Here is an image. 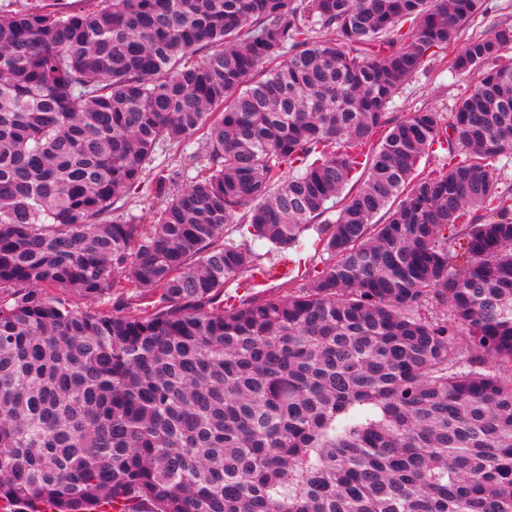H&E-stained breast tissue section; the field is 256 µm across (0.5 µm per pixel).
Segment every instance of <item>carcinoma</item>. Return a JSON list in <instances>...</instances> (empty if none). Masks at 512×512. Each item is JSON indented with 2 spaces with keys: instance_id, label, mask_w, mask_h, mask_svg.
Returning <instances> with one entry per match:
<instances>
[{
  "instance_id": "carcinoma-1",
  "label": "carcinoma",
  "mask_w": 512,
  "mask_h": 512,
  "mask_svg": "<svg viewBox=\"0 0 512 512\" xmlns=\"http://www.w3.org/2000/svg\"><path fill=\"white\" fill-rule=\"evenodd\" d=\"M488 14L0 4V512H512V22L454 47ZM445 60L448 121L391 118ZM196 137L185 186L150 166ZM448 64L430 65L424 73L411 78L406 85L405 93L395 97L387 112L394 118L402 117L407 111L411 98L419 104L439 112L444 121L450 112H454L457 99L472 84L474 75L455 76L447 69Z\"/></svg>"
}]
</instances>
